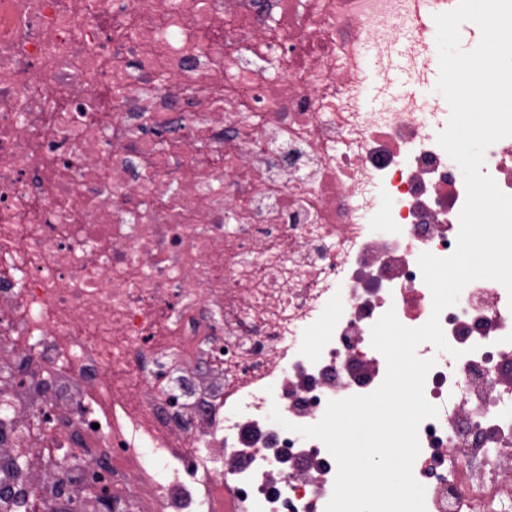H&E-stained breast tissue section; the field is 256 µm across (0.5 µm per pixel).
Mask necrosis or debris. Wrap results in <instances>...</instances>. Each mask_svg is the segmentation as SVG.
Instances as JSON below:
<instances>
[{"label":"necrosis or debris","mask_w":512,"mask_h":512,"mask_svg":"<svg viewBox=\"0 0 512 512\" xmlns=\"http://www.w3.org/2000/svg\"><path fill=\"white\" fill-rule=\"evenodd\" d=\"M455 2L0 0V257L21 276H0V355L24 367L0 466L45 491L26 512H95L101 486L113 512H326L336 462L285 425L382 383L371 329L429 319L418 258L454 252L466 198L448 113L413 92L367 109L363 58L429 52ZM178 103L158 152L140 127ZM440 323L462 355L416 349L437 360L425 512H512V295L473 281ZM166 352L223 358L220 404L185 406ZM124 371L157 384L125 397ZM33 400L55 417L37 433Z\"/></svg>","instance_id":"1"}]
</instances>
